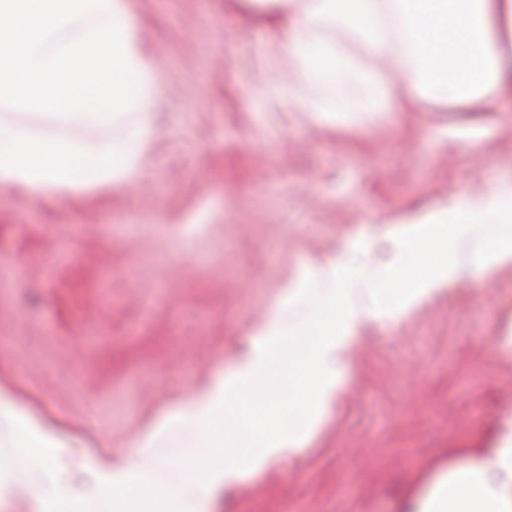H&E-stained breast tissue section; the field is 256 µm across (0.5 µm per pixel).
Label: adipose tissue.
<instances>
[{
    "label": "adipose tissue",
    "mask_w": 512,
    "mask_h": 512,
    "mask_svg": "<svg viewBox=\"0 0 512 512\" xmlns=\"http://www.w3.org/2000/svg\"><path fill=\"white\" fill-rule=\"evenodd\" d=\"M280 42L294 69L284 90L299 111L332 121L405 102L498 109L512 93L503 37L512 0H287ZM67 23L62 40L119 18L141 75L134 109L115 121L90 114L0 113V186L30 198L134 182L158 127L160 73L127 0ZM410 512H512V433L498 447L457 448L408 497Z\"/></svg>",
    "instance_id": "adipose-tissue-1"
}]
</instances>
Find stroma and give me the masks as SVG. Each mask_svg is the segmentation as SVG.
I'll list each match as a JSON object with an SVG mask.
<instances>
[{
	"label": "stroma",
	"instance_id": "obj_1",
	"mask_svg": "<svg viewBox=\"0 0 512 512\" xmlns=\"http://www.w3.org/2000/svg\"><path fill=\"white\" fill-rule=\"evenodd\" d=\"M161 110L135 185L31 200L0 187V395L111 472L235 366L303 268L353 236L376 265L398 223L512 188V109L414 105L321 123L289 107L280 36L243 0H129ZM343 390L303 448L206 512H400L454 448L512 429V261L361 323ZM0 512H46L0 472Z\"/></svg>",
	"mask_w": 512,
	"mask_h": 512
}]
</instances>
